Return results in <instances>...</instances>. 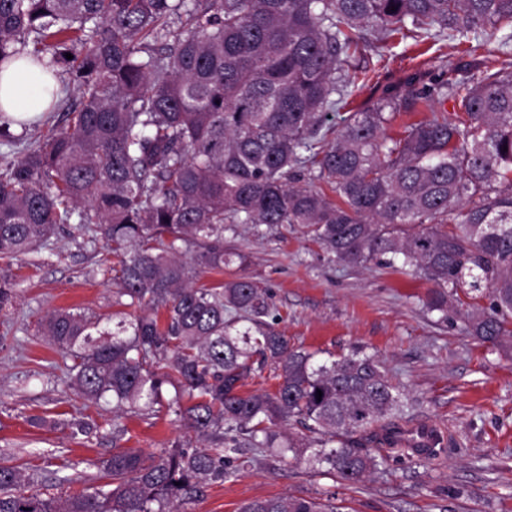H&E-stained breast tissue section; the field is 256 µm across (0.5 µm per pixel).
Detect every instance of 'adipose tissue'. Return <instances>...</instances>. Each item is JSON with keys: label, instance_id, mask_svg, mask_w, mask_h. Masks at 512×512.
Returning a JSON list of instances; mask_svg holds the SVG:
<instances>
[{"label": "adipose tissue", "instance_id": "obj_1", "mask_svg": "<svg viewBox=\"0 0 512 512\" xmlns=\"http://www.w3.org/2000/svg\"><path fill=\"white\" fill-rule=\"evenodd\" d=\"M57 83L42 67L25 60L0 71V112L18 121H29L45 112Z\"/></svg>", "mask_w": 512, "mask_h": 512}]
</instances>
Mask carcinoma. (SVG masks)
<instances>
[{"label": "carcinoma", "mask_w": 512, "mask_h": 512, "mask_svg": "<svg viewBox=\"0 0 512 512\" xmlns=\"http://www.w3.org/2000/svg\"><path fill=\"white\" fill-rule=\"evenodd\" d=\"M431 32L460 44L494 38L505 54L512 0H0V65L47 57L80 91L67 125L4 162L0 260L34 252L75 215L99 225L120 257L119 296L141 314L101 328L56 310L42 335L78 360L73 385L85 399L110 396L114 413L150 409L170 385L176 420L210 442L144 456L117 447L125 429L115 423L93 491L30 492L0 465V512H180L206 481L237 475L224 468L228 452L243 467L258 452L307 453L350 482L380 464L348 440L404 415L378 357L321 359L290 346L255 283L192 286L193 268L169 256L167 237L188 238L196 264L220 270L243 261L224 251V225L303 224L338 264L431 282L427 310L446 318L455 301L480 342L512 337V67L412 93L430 115L398 137L386 132L400 108L393 95L339 129L327 123L366 79V34ZM448 100L453 113L436 108ZM301 171L307 184L287 182ZM266 369L275 390L239 392ZM293 423L309 443L282 441ZM371 438L433 453L392 427ZM240 512L337 509L282 496Z\"/></svg>", "instance_id": "carcinoma-1"}]
</instances>
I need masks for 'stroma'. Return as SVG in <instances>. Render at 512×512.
Returning a JSON list of instances; mask_svg holds the SVG:
<instances>
[{
  "label": "stroma",
  "instance_id": "obj_1",
  "mask_svg": "<svg viewBox=\"0 0 512 512\" xmlns=\"http://www.w3.org/2000/svg\"><path fill=\"white\" fill-rule=\"evenodd\" d=\"M364 59L367 80L353 87L331 123L342 125L348 113L394 94L401 103L387 127L394 135L425 115L411 108L412 90L498 70L512 63V53L493 43L468 54L451 40L371 39ZM224 247L245 254V264L199 269L196 284L246 278L266 292L276 327L291 344L309 352L339 355L362 347L376 354L404 393L400 427L436 429L444 440L434 455L408 458L353 435L352 448L384 456L355 484L303 457H260L236 477L208 482L202 494L184 499L183 512H238L244 503L282 495L331 503L340 512H512V338L490 348L467 337L462 308L450 306L444 320L427 312L424 278L372 263L336 264L300 224H228ZM117 263L105 240L77 223L60 225L36 253L0 260L15 291L12 305L0 311V463L19 467L32 489L56 496L81 491L116 444L144 455L202 444L169 409L172 386L153 410L118 418L111 400L83 399L70 385V356L40 332L56 309L136 315V307L117 303ZM78 421L90 423L88 433H74ZM116 421L126 428L117 443Z\"/></svg>",
  "mask_w": 512,
  "mask_h": 512
}]
</instances>
